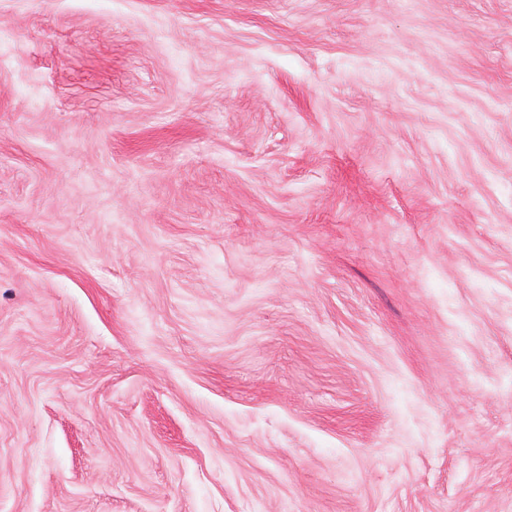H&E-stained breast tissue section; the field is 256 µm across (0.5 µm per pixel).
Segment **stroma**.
<instances>
[{"label": "stroma", "instance_id": "stroma-1", "mask_svg": "<svg viewBox=\"0 0 512 512\" xmlns=\"http://www.w3.org/2000/svg\"><path fill=\"white\" fill-rule=\"evenodd\" d=\"M0 512H512V0H0Z\"/></svg>", "mask_w": 512, "mask_h": 512}]
</instances>
